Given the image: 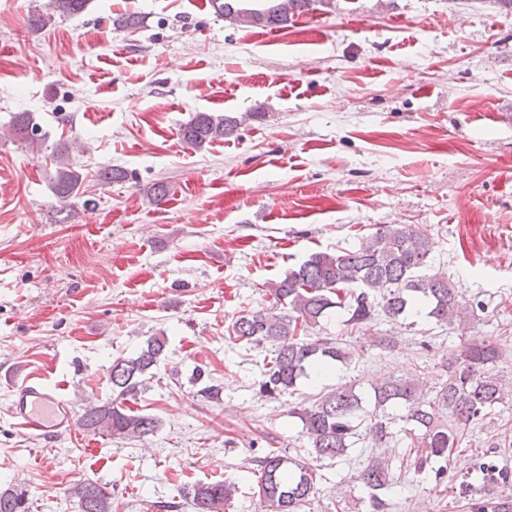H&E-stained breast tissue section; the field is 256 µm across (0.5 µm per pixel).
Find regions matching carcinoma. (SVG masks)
Here are the masks:
<instances>
[{"mask_svg": "<svg viewBox=\"0 0 512 512\" xmlns=\"http://www.w3.org/2000/svg\"><path fill=\"white\" fill-rule=\"evenodd\" d=\"M89 0H47L33 15L31 25L44 28L61 16L84 12ZM214 13L234 24L281 29L294 16L309 10L311 0H266L260 8H241L235 0H210ZM236 116L197 112L181 127L182 140L196 150L237 132ZM38 124L30 112H16L6 132L32 143ZM64 146L55 156L52 190L60 199L78 194L82 174L66 159ZM434 241L428 229L402 224H377L351 248L318 251L288 269L270 285L275 311L243 313L232 325L230 337L256 346L269 345L273 356L265 364L260 393L277 397L296 390L298 382L325 373L349 361L347 344L330 337L311 336L339 310L346 322L362 328L379 318L406 321L426 319L451 326L471 306L447 275L431 272ZM167 347V337L150 336L140 350L118 357L108 370L112 400L88 404L79 426L94 434L143 439L159 427L158 418L127 406L137 400L153 378ZM507 350L496 336H474L442 365L446 379L432 397L419 390L413 378L382 377L364 391L355 385L339 386L304 406L291 410L302 423L311 461L292 459L275 451L259 460L258 495L268 512H301L314 496L325 460L342 459L364 441L379 448L403 432L410 438L409 453L399 471L434 474L441 482L438 460L461 447L466 430L495 415L512 395V386L493 369L505 360ZM480 481L509 483V473L491 465L479 467ZM366 489L373 512H386L383 494L395 481L391 461L373 457L357 477ZM465 486L468 512H512V494L476 496ZM235 485L217 480L198 482L183 490L194 512H226ZM78 512H112V495L104 486L79 482L71 489ZM0 512H30L26 493L16 487L0 491Z\"/></svg>", "mask_w": 512, "mask_h": 512, "instance_id": "1", "label": "carcinoma"}]
</instances>
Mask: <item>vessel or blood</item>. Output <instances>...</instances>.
<instances>
[{
    "mask_svg": "<svg viewBox=\"0 0 512 512\" xmlns=\"http://www.w3.org/2000/svg\"><path fill=\"white\" fill-rule=\"evenodd\" d=\"M10 412L17 425L38 440L54 439L75 429L76 415L68 401L36 374L15 387Z\"/></svg>",
    "mask_w": 512,
    "mask_h": 512,
    "instance_id": "1",
    "label": "vessel or blood"
}]
</instances>
